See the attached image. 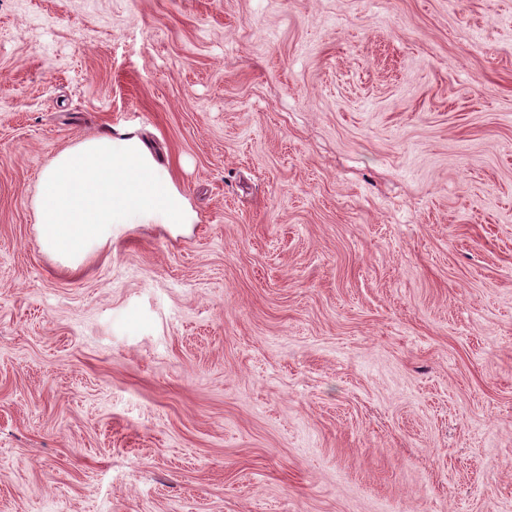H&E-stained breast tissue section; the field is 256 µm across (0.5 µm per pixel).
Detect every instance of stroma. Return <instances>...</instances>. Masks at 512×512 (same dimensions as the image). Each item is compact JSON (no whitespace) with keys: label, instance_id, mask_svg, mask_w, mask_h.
<instances>
[{"label":"stroma","instance_id":"35a3bbf8","mask_svg":"<svg viewBox=\"0 0 512 512\" xmlns=\"http://www.w3.org/2000/svg\"><path fill=\"white\" fill-rule=\"evenodd\" d=\"M119 128L199 222L73 272ZM0 512H512V0H0ZM35 212L42 250L72 269L89 245L112 239L113 224H168L180 231L198 222L170 169L131 129L59 152L41 172Z\"/></svg>","mask_w":512,"mask_h":512}]
</instances>
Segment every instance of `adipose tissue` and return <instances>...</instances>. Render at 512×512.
I'll list each match as a JSON object with an SVG mask.
<instances>
[{
  "label": "adipose tissue",
  "mask_w": 512,
  "mask_h": 512,
  "mask_svg": "<svg viewBox=\"0 0 512 512\" xmlns=\"http://www.w3.org/2000/svg\"><path fill=\"white\" fill-rule=\"evenodd\" d=\"M36 221L42 250L78 268L116 224H165L179 231L198 215L168 167L133 130L85 139L59 152L39 178Z\"/></svg>",
  "instance_id": "1"
}]
</instances>
